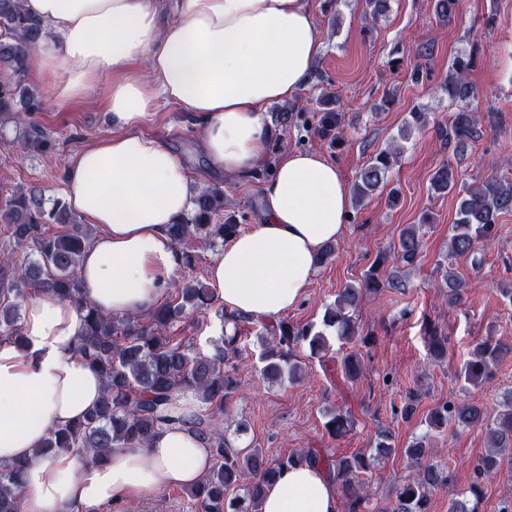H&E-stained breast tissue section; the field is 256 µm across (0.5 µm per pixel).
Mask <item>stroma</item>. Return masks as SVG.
I'll use <instances>...</instances> for the list:
<instances>
[{"label":"stroma","instance_id":"stroma-1","mask_svg":"<svg viewBox=\"0 0 512 512\" xmlns=\"http://www.w3.org/2000/svg\"><path fill=\"white\" fill-rule=\"evenodd\" d=\"M324 40L310 82L294 101L267 107L265 122L273 136L267 160L256 176L232 180L208 174L198 147L199 123L177 106L159 102L145 133L169 144L191 170L210 187L224 191V209L214 223L231 222L249 230L260 220L257 186L268 178L282 151H314L336 164L348 181H355L370 156L401 143L402 151L379 187L363 203L352 204L347 232L330 263L317 267L301 302L285 313L294 324L320 323L338 291L363 279L376 254L397 242L410 224L421 227L422 249L409 270L387 267L384 278L401 280L362 297L356 313L359 338L331 340L326 355L296 354L305 368L298 383L269 384L258 360L265 322L254 318L242 326V345L252 356L240 369V389L224 408V430L239 448H257L268 458L300 448H315L338 457L373 452L379 433H386L391 454L362 472L371 493L370 512H392L396 490L407 481L411 467L403 450L416 437L429 434L434 456L448 473L447 484L431 496L430 512H448L452 498L475 479L474 462L485 455V428L450 427L427 432L423 422L438 402L458 399L487 408L502 404L512 392V353L499 364L490 381L461 386L456 374L472 349L494 339L512 346V212L498 216L491 242H476L465 255L449 251V229L456 219L459 193L437 192L431 177L442 164L458 173L459 185L494 177L512 181V0H458L450 19L437 16L434 0H387L376 18L365 17V0H309ZM473 54L468 81L473 98L450 99L440 85L454 58ZM421 69L422 79L412 77ZM54 73L28 74L27 85L44 103L35 121L52 140L45 150L24 147L22 129L0 126V203L14 191L39 186L46 198L62 195L66 165L90 139L112 131L105 106L111 77L97 82L84 97L64 104L50 101ZM338 97L342 116L340 138L322 134L321 100ZM479 112L481 135L463 146L438 135L454 112ZM289 121H281V113ZM425 113L426 126L412 115ZM466 281L458 304L448 301L445 273ZM438 325L448 338V355L432 362L424 327ZM194 352L209 354L223 335L215 311L190 314L175 327ZM372 337V344L361 341ZM354 353L362 362L355 381L337 375V361ZM417 392L413 417L401 409L410 392ZM350 412L354 427L340 439L330 438L329 413Z\"/></svg>","mask_w":512,"mask_h":512}]
</instances>
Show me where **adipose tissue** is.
Wrapping results in <instances>:
<instances>
[{"mask_svg":"<svg viewBox=\"0 0 512 512\" xmlns=\"http://www.w3.org/2000/svg\"><path fill=\"white\" fill-rule=\"evenodd\" d=\"M47 31L31 69L60 72L56 102L80 98L111 76V134L67 164L64 193L101 233L78 267L83 298L109 315H145L163 300L180 256L168 233L190 209L193 173L162 140L144 133L159 101L200 123L213 170L249 177L267 158V105L308 83L323 42L308 0H24ZM176 19H169V10ZM145 63L147 73L132 74ZM261 223L237 235L210 265L208 284L226 310L274 319L303 298L327 243L346 233L349 182L321 154L282 153L258 185ZM83 313L36 291L22 320L25 346L0 341V463L27 461L23 512H101L172 487L198 483L209 448L186 427L163 429L146 447L114 449L93 463L79 451H34L82 418L102 382L75 352ZM260 512H339L323 469L298 464L266 488Z\"/></svg>","mask_w":512,"mask_h":512,"instance_id":"1","label":"adipose tissue"}]
</instances>
